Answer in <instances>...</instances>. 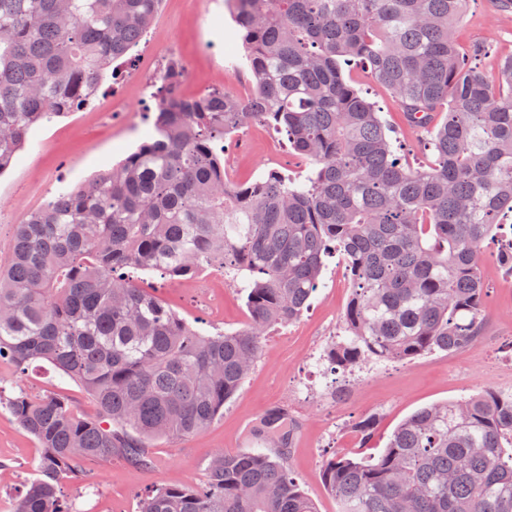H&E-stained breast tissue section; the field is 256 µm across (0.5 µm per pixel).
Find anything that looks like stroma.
Here are the masks:
<instances>
[{
    "instance_id": "35a3bbf8",
    "label": "stroma",
    "mask_w": 512,
    "mask_h": 512,
    "mask_svg": "<svg viewBox=\"0 0 512 512\" xmlns=\"http://www.w3.org/2000/svg\"><path fill=\"white\" fill-rule=\"evenodd\" d=\"M158 15L165 30L154 53L160 56L173 50L188 62L194 77L192 94L214 88L234 91L248 84L246 69L228 66L243 55L241 42L234 38L228 0H163ZM456 39L466 52L479 44L488 46V54L478 57L477 64L492 69L498 56L512 54V10L498 9L493 0H467ZM144 69L139 60L124 65L120 79L109 84L102 99L30 132L27 147L18 153L13 167L0 175V267L9 263L15 228L26 211L41 206L60 189L111 168L144 141L151 129L146 114L149 97L134 82ZM349 77L378 106L406 161L414 167L431 164L434 157L425 145V131L406 123L390 93L361 68H351ZM112 100L125 101V111L97 122L95 112ZM224 160L239 181L254 179L271 167L294 178L310 168L291 149L286 136L262 123L248 124L230 135ZM481 274L486 317L475 346L411 362L367 364L347 374L322 358L340 332L353 291L341 257L328 259L308 310L296 323L268 331L255 368L207 429L188 437L156 440L152 447L156 464L150 468L121 457L85 463L82 479L65 481L63 495L73 512H138L142 497L158 487L201 488L215 454L260 448L261 439L246 426L280 407L287 409L294 428L284 455L286 467L314 499L318 512H338L335 498L323 484L328 458L343 453L378 456L395 427L429 404L482 390H512V270L501 262L494 242L485 244ZM142 285L179 317L208 332L234 331L248 320L245 302L229 276L213 281L208 304L200 302L196 289L184 281L147 274ZM21 391L63 398L85 418L98 415L84 388L51 366L23 372L11 362L0 361V396L9 398ZM370 415L378 423L373 438L364 444L354 426ZM38 454L35 440L0 406V512H14L24 485L35 474Z\"/></svg>"
}]
</instances>
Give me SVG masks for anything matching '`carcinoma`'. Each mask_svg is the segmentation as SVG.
Instances as JSON below:
<instances>
[{"mask_svg": "<svg viewBox=\"0 0 512 512\" xmlns=\"http://www.w3.org/2000/svg\"><path fill=\"white\" fill-rule=\"evenodd\" d=\"M255 90L175 94L178 60L149 85L152 130L117 167L63 190L17 225L0 271V360L48 363L99 416L54 395L5 402L40 448L17 512H71L61 483L88 459L152 465L160 437L206 429L257 363L268 329L296 322L340 255L353 296L326 360L352 371L474 346L480 255L512 213V55L471 65L452 29L465 0H230ZM161 0H0V171L30 131L90 105L139 45ZM365 62L435 161L411 168L342 73ZM251 122L312 168L233 183L224 138ZM233 275L249 321L204 333L132 273ZM259 435L285 448L284 411ZM340 512H512V390L424 407L376 458L324 467ZM138 512H318L281 453L215 455L200 490L164 486Z\"/></svg>", "mask_w": 512, "mask_h": 512, "instance_id": "obj_1", "label": "carcinoma"}]
</instances>
